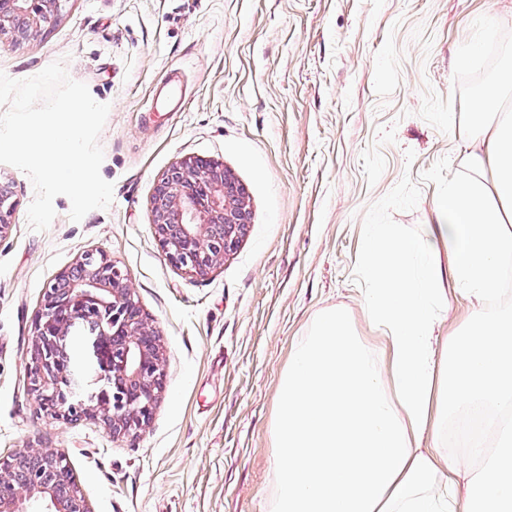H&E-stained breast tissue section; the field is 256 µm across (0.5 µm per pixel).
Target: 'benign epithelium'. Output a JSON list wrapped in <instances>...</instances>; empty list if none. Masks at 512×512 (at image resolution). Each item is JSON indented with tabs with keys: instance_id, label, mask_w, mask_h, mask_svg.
<instances>
[{
	"instance_id": "obj_1",
	"label": "benign epithelium",
	"mask_w": 512,
	"mask_h": 512,
	"mask_svg": "<svg viewBox=\"0 0 512 512\" xmlns=\"http://www.w3.org/2000/svg\"><path fill=\"white\" fill-rule=\"evenodd\" d=\"M62 0H0V36L27 37L51 21ZM14 187L0 182V238L11 226ZM249 213L246 188L224 165L183 159L159 180L152 198V229L166 259L198 276L209 274L235 250ZM91 343L85 367L58 365L67 342ZM118 341L112 363L104 358L107 338ZM165 357L156 326L134 299L131 279L107 255L86 252L75 268L60 273L43 292L26 364L29 389L58 423L100 419L114 436L135 435L151 419L164 386ZM112 380V400L99 384ZM67 455L59 449H24L0 457V512H68L53 487L18 472L26 460L50 467Z\"/></svg>"
}]
</instances>
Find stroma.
I'll list each match as a JSON object with an SVG mask.
<instances>
[{
	"label": "stroma",
	"mask_w": 512,
	"mask_h": 512,
	"mask_svg": "<svg viewBox=\"0 0 512 512\" xmlns=\"http://www.w3.org/2000/svg\"><path fill=\"white\" fill-rule=\"evenodd\" d=\"M509 49L512 0H64L36 34L0 36L9 77L61 60L109 104L100 172L114 185L112 204L77 223L57 197L38 232L31 180L0 164L17 202L0 238V456L64 451L90 512H268L294 347L330 308L380 347L362 242L377 224L425 235L464 176L448 125L469 123L471 81ZM175 74L181 109L154 111ZM182 158L220 162L247 189L245 234L205 276L172 266L151 230L155 187ZM89 250L130 276L167 358L134 437L92 417L53 422L27 387L43 290Z\"/></svg>",
	"instance_id": "stroma-1"
}]
</instances>
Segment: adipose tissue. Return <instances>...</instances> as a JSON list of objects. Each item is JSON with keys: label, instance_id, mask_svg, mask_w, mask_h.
Masks as SVG:
<instances>
[{"label": "adipose tissue", "instance_id": "adipose-tissue-1", "mask_svg": "<svg viewBox=\"0 0 512 512\" xmlns=\"http://www.w3.org/2000/svg\"><path fill=\"white\" fill-rule=\"evenodd\" d=\"M512 61L485 86L463 133L468 176L434 203L427 237L375 227L363 245L378 352L345 312L321 313L280 385L271 512H512V425L488 414L499 450L460 470L423 447L445 413L512 404V315L485 317L512 261ZM467 300L466 332L439 347L445 290Z\"/></svg>", "mask_w": 512, "mask_h": 512}]
</instances>
